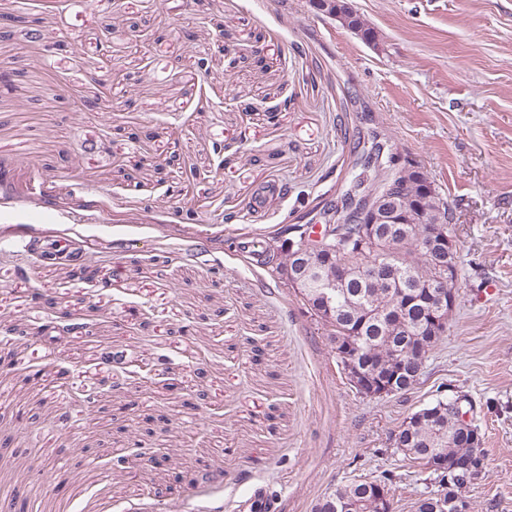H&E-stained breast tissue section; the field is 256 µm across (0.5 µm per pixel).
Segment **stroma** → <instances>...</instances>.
Wrapping results in <instances>:
<instances>
[{
	"label": "stroma",
	"mask_w": 512,
	"mask_h": 512,
	"mask_svg": "<svg viewBox=\"0 0 512 512\" xmlns=\"http://www.w3.org/2000/svg\"><path fill=\"white\" fill-rule=\"evenodd\" d=\"M349 2L375 44L311 0H0V322L24 329L0 334V505L312 512L386 478L413 512L436 476L391 435L464 394L486 457L470 512H512V0ZM345 126L391 138L457 218L448 330L383 399L245 247L318 223L354 175ZM137 441L164 465L113 467Z\"/></svg>",
	"instance_id": "stroma-1"
}]
</instances>
